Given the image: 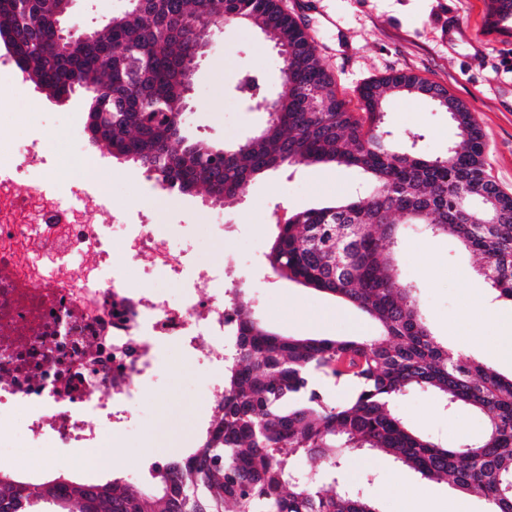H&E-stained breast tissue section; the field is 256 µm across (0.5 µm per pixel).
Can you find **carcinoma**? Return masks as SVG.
Masks as SVG:
<instances>
[{
	"label": "carcinoma",
	"instance_id": "1",
	"mask_svg": "<svg viewBox=\"0 0 512 512\" xmlns=\"http://www.w3.org/2000/svg\"><path fill=\"white\" fill-rule=\"evenodd\" d=\"M492 24L512 19V0H491ZM69 0H0V31L28 81L59 98L87 95L89 141L139 165L171 192L213 202L243 196L250 182L294 164L355 167L366 195L276 216L267 259L272 272L338 297L378 325L374 337L282 336L253 317L234 291L236 351L224 363V398L190 451L151 471L143 491L122 479L33 483L0 465V512H377L363 494L336 484L345 458L378 450L429 481L477 493L488 512H512V377L440 342L413 286L394 263L395 217L433 236L452 235L481 257L478 274L512 301V195L485 170V142L470 110L440 88L459 143L433 157L405 146L384 126L392 97L428 98L433 83L410 72L371 80L352 112L303 26L279 0H150L129 5L86 42L58 48ZM224 16L258 28L283 54L288 93L263 127L222 149L181 134L185 84L180 66L194 54L193 27ZM350 389L338 402L332 391ZM426 388L449 408L484 415L476 441L454 447L413 431L393 407ZM332 489L307 479L298 461Z\"/></svg>",
	"mask_w": 512,
	"mask_h": 512
}]
</instances>
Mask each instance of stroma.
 <instances>
[{"label": "stroma", "mask_w": 512, "mask_h": 512, "mask_svg": "<svg viewBox=\"0 0 512 512\" xmlns=\"http://www.w3.org/2000/svg\"><path fill=\"white\" fill-rule=\"evenodd\" d=\"M127 4L70 0L69 15L83 28L99 30ZM281 6L303 23L350 110L359 109L358 90L365 82L391 72H411L445 87L474 114L485 136L488 175L512 194V23L494 28L489 0H281ZM282 67V57L256 29L231 22L214 30L193 76L186 135L219 146L252 135L267 115L252 110L240 86L252 77L260 94L273 95L280 89ZM85 108L82 93L58 101L20 82L9 112L0 117V142L40 140L36 172L53 185L71 173L57 165V155L79 146L94 164L96 190L113 207L166 225L174 247L195 262L217 267L225 254H235L250 281L246 294L253 315L268 329L285 336L376 335L377 326L366 314L274 275L267 261L278 232L274 212L359 196L369 187L366 174L353 167L296 165L264 174L245 196L221 205L202 193L172 194L135 165L114 159L106 147L91 145ZM384 123L397 134L419 133L417 148L430 156L447 154L457 140L447 112L421 97L393 100ZM218 211L227 225L222 233L212 226ZM402 237L399 271L416 287L432 334L511 376L512 361L496 358L489 348L494 333L488 319L512 305L495 298L486 309L468 306V297L485 288L473 272L472 253L455 238L429 236L416 224L405 225ZM205 380L197 357L168 344L163 370L141 400L149 429L114 445L111 462L98 470V478H120L141 489L149 484L154 463L190 448L212 415ZM396 406L415 432L451 447L485 432L484 415L464 407L447 409L427 389L406 392ZM338 480L371 498L379 512H451L456 496L447 483L421 479L377 451L350 454Z\"/></svg>", "instance_id": "stroma-1"}]
</instances>
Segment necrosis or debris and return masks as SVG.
I'll return each mask as SVG.
<instances>
[{"label": "necrosis or debris", "instance_id": "obj_1", "mask_svg": "<svg viewBox=\"0 0 512 512\" xmlns=\"http://www.w3.org/2000/svg\"><path fill=\"white\" fill-rule=\"evenodd\" d=\"M38 150L0 148V442L79 448L95 470L106 444L142 427L137 402L161 344L193 355L203 340L226 343L236 316L224 290L195 295L211 268L166 250L154 225H135L115 262L109 244L125 215L90 192L94 168L53 190L31 171ZM144 254L182 292L141 287L130 270Z\"/></svg>", "mask_w": 512, "mask_h": 512}]
</instances>
